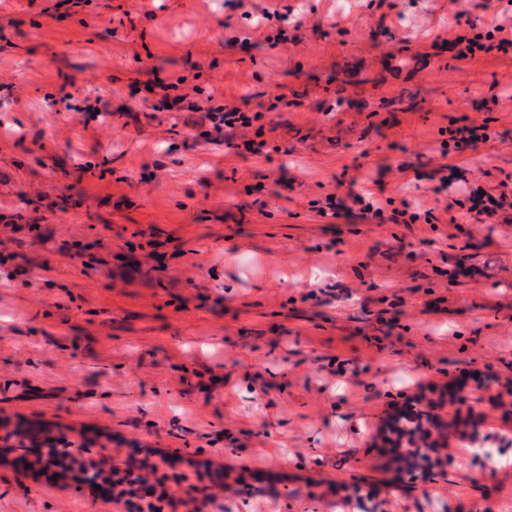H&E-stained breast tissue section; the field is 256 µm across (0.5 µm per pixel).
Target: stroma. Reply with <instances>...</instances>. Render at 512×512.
I'll use <instances>...</instances> for the list:
<instances>
[{
    "mask_svg": "<svg viewBox=\"0 0 512 512\" xmlns=\"http://www.w3.org/2000/svg\"><path fill=\"white\" fill-rule=\"evenodd\" d=\"M266 8L304 25L274 44ZM460 9L512 23V0H7L0 512H117L20 467L19 424L80 466L185 476L201 512H512V49L457 59ZM175 80L260 115L271 151L155 109ZM473 122L493 141L442 155ZM443 164L507 207L451 223ZM352 188L437 221L368 222ZM408 406L436 445L404 465Z\"/></svg>",
    "mask_w": 512,
    "mask_h": 512,
    "instance_id": "stroma-1",
    "label": "stroma"
}]
</instances>
